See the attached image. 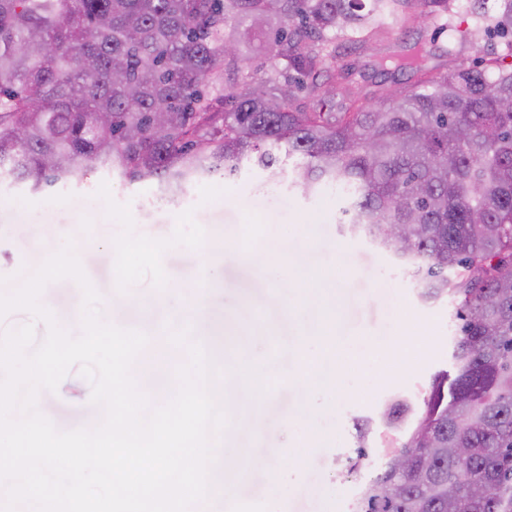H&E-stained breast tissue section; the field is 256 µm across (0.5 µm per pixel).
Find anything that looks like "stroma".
Listing matches in <instances>:
<instances>
[{"label": "stroma", "mask_w": 512, "mask_h": 512, "mask_svg": "<svg viewBox=\"0 0 512 512\" xmlns=\"http://www.w3.org/2000/svg\"><path fill=\"white\" fill-rule=\"evenodd\" d=\"M452 35L428 24L408 25L403 15L385 19L388 38L362 51L346 34L336 43L357 73L333 75L336 103L354 93L380 89H417L420 74L380 68V59L397 58L413 46L430 53V65L451 71L497 59L512 68V36H487L476 29L467 0H453ZM293 165L280 163L276 179L244 167L238 176L218 175L190 184L177 200L155 201L156 184L131 182L108 171H93L81 183L59 180L48 191L30 184L0 183V294L13 292L24 275L58 252L66 239L83 259V270L98 291L103 321L155 336L162 329L188 330L189 342L213 351L216 369L238 358L236 346L249 342L251 362L269 373L275 387L262 401L258 420L243 422L229 413L223 456L236 458L250 449L254 464L239 473L236 498L255 501L269 489L266 461L306 415L311 438L306 449H289L281 463L291 485L283 512H353L364 484L388 451L381 414L400 396L420 403L434 374L452 366L453 339L459 321L456 304L443 299L422 302L415 280L396 268L392 256L364 238L350 236L339 222V199L326 190L305 196L291 185ZM135 225L137 236L154 241L136 267L122 272L123 249L112 248L116 231ZM286 242L303 264L293 277L302 294L278 288L274 279L240 258L274 242ZM220 267L218 278L204 277V264ZM166 283L164 305L148 311L114 314L120 297L149 294ZM82 291L71 279L53 282L44 303L58 325L80 335L70 322L82 305ZM333 337L336 369L344 375L342 394L318 404L305 402L296 386L303 344ZM415 352L398 360L399 340ZM92 384L72 366L41 409L57 429H92L99 406L91 402ZM368 420L372 430L359 442L354 425ZM360 457L359 471L346 460Z\"/></svg>", "instance_id": "1"}]
</instances>
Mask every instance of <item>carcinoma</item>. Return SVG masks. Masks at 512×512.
I'll return each mask as SVG.
<instances>
[{"instance_id": "cac0c4a2", "label": "carcinoma", "mask_w": 512, "mask_h": 512, "mask_svg": "<svg viewBox=\"0 0 512 512\" xmlns=\"http://www.w3.org/2000/svg\"><path fill=\"white\" fill-rule=\"evenodd\" d=\"M450 0H0V171L37 190L98 166L184 186L245 163L293 161L305 194L336 188L348 230L412 273L462 321L454 372L420 405L383 412L393 439L357 512H512V70L435 72L424 90L307 108L331 94L334 34L384 31L414 9L451 30ZM477 28L512 32V0ZM265 55L231 90L224 60ZM411 455L399 470L395 457Z\"/></svg>"}]
</instances>
